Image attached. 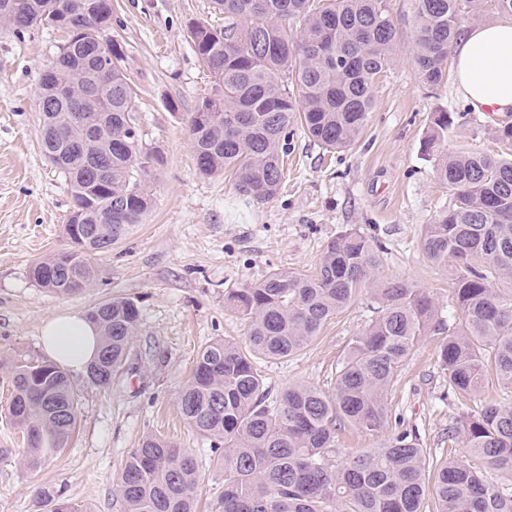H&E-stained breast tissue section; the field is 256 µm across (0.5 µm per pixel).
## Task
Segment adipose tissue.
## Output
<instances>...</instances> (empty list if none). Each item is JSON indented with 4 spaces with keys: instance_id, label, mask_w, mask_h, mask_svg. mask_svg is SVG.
<instances>
[{
    "instance_id": "1",
    "label": "adipose tissue",
    "mask_w": 512,
    "mask_h": 512,
    "mask_svg": "<svg viewBox=\"0 0 512 512\" xmlns=\"http://www.w3.org/2000/svg\"><path fill=\"white\" fill-rule=\"evenodd\" d=\"M458 92L478 112H512V21L465 29L455 44ZM98 327L73 312L47 318L41 330L44 353L54 362L83 372L96 357Z\"/></svg>"
}]
</instances>
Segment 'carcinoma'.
<instances>
[{
    "label": "carcinoma",
    "instance_id": "1",
    "mask_svg": "<svg viewBox=\"0 0 512 512\" xmlns=\"http://www.w3.org/2000/svg\"><path fill=\"white\" fill-rule=\"evenodd\" d=\"M0 0L11 5L12 27L46 25L66 34L51 63L62 79L94 77L99 45L112 49V85L99 88L98 109L112 150L99 175L82 158L61 156L72 209L64 231L69 248L31 266L32 281L62 296L80 294L94 278L92 255L125 238L151 205L146 175L159 161L145 152L136 129V105L117 67L122 53L104 37L112 6L103 0ZM224 27L190 28L194 48L214 76L217 93L189 114L188 133L200 174L233 173L238 192L256 201L274 197L283 177L281 155L300 127L331 149L353 145L374 108L373 87L394 62L396 29L387 0H213ZM491 5L512 17V0H418L414 63L432 87L448 79L449 52L460 35L462 12ZM122 85L115 95L111 86ZM40 149L47 154L82 135L60 101L40 109ZM450 114L434 113L425 151L445 142ZM436 174L454 203L425 226L422 248L437 265L453 263L454 331L440 346L448 392L483 387L488 375L512 389V157L482 152L446 155ZM378 248L357 231L329 241L315 272L269 274L239 288L228 303L249 323L251 351L226 340L201 348L181 386L179 408L214 449L224 467L216 512H422L428 494L437 512H512V406L496 403L466 414V446L426 482V453L404 430L340 466L332 462L336 432L347 425L377 434L388 423L387 392L415 343L442 330L433 295L400 280L379 281ZM370 287L376 317L348 344L326 394L306 384L269 399L254 355H298L357 291ZM103 331L88 382L107 389L125 362L140 325L137 305L125 298L87 311ZM0 384L11 390L8 417L22 431L23 464L36 468L73 437L80 394L56 363L0 357ZM477 457L498 471L492 482L475 469ZM196 460L157 435L132 449L115 481L120 512H197ZM38 512H88L61 494L44 492Z\"/></svg>",
    "mask_w": 512,
    "mask_h": 512
}]
</instances>
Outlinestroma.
Here are the masks:
<instances>
[{"label": "stroma", "mask_w": 512, "mask_h": 512, "mask_svg": "<svg viewBox=\"0 0 512 512\" xmlns=\"http://www.w3.org/2000/svg\"><path fill=\"white\" fill-rule=\"evenodd\" d=\"M387 7L397 32L394 63L375 86L363 135L335 152L295 131L278 194L257 202L238 194L230 175L199 174L187 130L190 112L216 92L188 27L223 26V15L212 0H112L108 35L136 94L140 139L162 162L149 175L152 205L142 224L95 257L91 286L73 296L39 288L29 276L32 262L68 246L71 198L63 173L39 148L36 101L40 76L65 35L47 26L19 33L0 22V355L41 356L45 319L103 300L126 297L141 312L128 359L109 389L71 373L81 394L79 424L59 454L33 469L23 465L21 432L0 419V444L13 449L0 459V512H37L35 500L47 490L62 491L88 512H118L114 480L149 434L194 455L201 512H211L224 490V469L210 440L183 419L180 388L209 342L247 344V320L224 305L230 290L277 270L313 273L327 242L347 230L381 244V280L428 289L447 311L455 269L432 262L421 245L426 224L453 204L436 177L437 157L424 151L430 118L436 112L454 118L442 152L495 155L503 149L497 130L512 124V112L473 111L451 80L425 87L413 60L417 2L387 0ZM371 305L369 289H361L299 355L260 360L271 396L296 384L332 392L336 367L369 323ZM444 339L431 334L414 346L387 395V430L337 431L335 463L407 429L418 435L433 472L462 448L464 413L493 402L512 405V390L493 379L463 400L449 398L438 358Z\"/></svg>", "instance_id": "35a3bbf8"}]
</instances>
